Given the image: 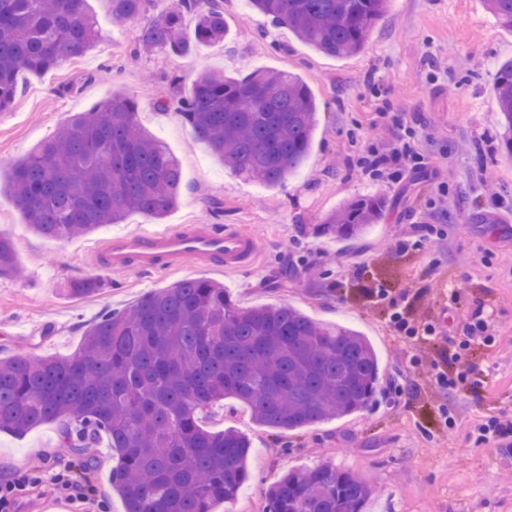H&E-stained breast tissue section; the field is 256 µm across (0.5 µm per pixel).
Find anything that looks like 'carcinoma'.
I'll return each mask as SVG.
<instances>
[{
	"instance_id": "carcinoma-1",
	"label": "carcinoma",
	"mask_w": 512,
	"mask_h": 512,
	"mask_svg": "<svg viewBox=\"0 0 512 512\" xmlns=\"http://www.w3.org/2000/svg\"><path fill=\"white\" fill-rule=\"evenodd\" d=\"M85 0H0V111L23 75L78 59L98 41ZM154 0H109L112 22L142 16ZM390 0H250L301 42L333 57L360 53ZM512 30V0H487ZM196 16L193 36L185 16ZM218 0H172L138 35L135 51L186 53L191 43L224 40ZM493 90L502 149L512 155V60L499 63ZM191 126L236 176L281 184L306 159L317 103L293 72L253 71L199 77L192 94L163 106ZM135 101L114 93L79 112L51 139L11 164L9 191L32 231L45 238L88 235L131 213L161 218L179 201L178 159L136 120ZM386 208L359 196L321 225L345 239L364 235ZM20 267L13 241L0 234V277ZM101 281L71 284L99 291ZM66 359H0V431L23 435L48 421L78 454L107 435L119 453L112 486L125 512H213L239 497L249 476L250 440L235 429L201 425L216 402L246 405L260 425L295 430L366 409L380 378L369 340L336 322H317L288 306L241 308L207 278L178 282L127 310H103L83 328ZM368 479L333 462L284 475L262 512H364Z\"/></svg>"
}]
</instances>
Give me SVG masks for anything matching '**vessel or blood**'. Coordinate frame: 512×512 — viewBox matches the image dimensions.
<instances>
[{"label":"vessel or blood","mask_w":512,"mask_h":512,"mask_svg":"<svg viewBox=\"0 0 512 512\" xmlns=\"http://www.w3.org/2000/svg\"><path fill=\"white\" fill-rule=\"evenodd\" d=\"M255 258L253 239L231 226L197 224L159 234L110 237L95 251L97 265L122 271L156 270L188 262L217 269H241Z\"/></svg>","instance_id":"obj_1"}]
</instances>
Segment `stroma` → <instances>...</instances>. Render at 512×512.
Instances as JSON below:
<instances>
[{
    "mask_svg": "<svg viewBox=\"0 0 512 512\" xmlns=\"http://www.w3.org/2000/svg\"><path fill=\"white\" fill-rule=\"evenodd\" d=\"M168 0H156L140 19L114 25L109 0H86L99 38L88 55L42 75H26L12 106L0 112V166L23 158L76 113L121 92L137 103L136 119L182 164L180 200L162 220L130 214L91 235L58 240L34 234L13 197L0 191V234L13 241L24 273L0 278V358L67 357L83 339L81 327L101 310H122L174 283L206 277L223 283L242 307L285 305L318 321H340L366 336L380 355L379 397L368 409L296 430L257 425L243 404L226 399L204 419L212 431L238 430L252 443L250 478L231 504L214 512H260L269 489L287 472L331 460L366 475L368 512H512V440L476 443L486 417L512 425V158L500 148L493 74L512 58V33L486 0H391L364 50L337 59L272 25L248 0H221L224 42L186 54H133L141 25ZM257 69L297 74L316 98L310 153L282 185L235 177L162 100L186 97L207 71L242 77ZM421 169L392 179L363 174L367 150L389 156L403 127ZM381 195L387 208L357 239L318 233L344 202ZM432 223L423 248L400 249L411 227ZM197 224L234 225L256 239L254 265L231 272L182 265L156 272H117L93 265L104 239L172 231ZM99 278V292L77 297L71 282ZM414 284V315L439 323L428 343L432 358L455 369L456 339L476 308L492 315L491 344H473L468 361L477 385L453 393L435 389L426 374L400 370L406 345L390 310L370 294ZM455 419L443 430L440 406ZM119 455L100 437L83 456L60 446L59 425L44 423L22 436L0 432V483L16 486L12 512H124L112 492ZM69 467L87 491L84 502L44 495L30 479Z\"/></svg>",
    "mask_w": 512,
    "mask_h": 512,
    "instance_id": "35a3bbf8",
    "label": "stroma"
}]
</instances>
